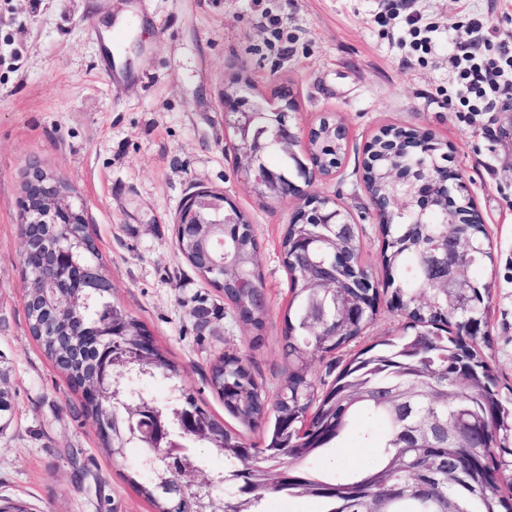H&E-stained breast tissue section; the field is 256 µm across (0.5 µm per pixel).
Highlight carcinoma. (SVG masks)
<instances>
[{
	"label": "carcinoma",
	"mask_w": 512,
	"mask_h": 512,
	"mask_svg": "<svg viewBox=\"0 0 512 512\" xmlns=\"http://www.w3.org/2000/svg\"><path fill=\"white\" fill-rule=\"evenodd\" d=\"M253 127L261 128L259 155L263 163L273 156L288 170L290 155L275 141L271 113L257 112ZM388 161L366 174L370 189L384 202L393 194L386 176ZM385 241L383 264L395 308L409 319L406 331L385 339L349 360L334 382L321 388L309 375L316 356L330 353L355 339L365 323L378 312L379 292L362 286L346 260L359 258L356 235L337 236L312 224H291L281 241V254L291 274L292 301L285 316L283 355L286 378L274 396L255 380L245 361L222 355L209 370L211 388L224 400V409L250 425H261L265 439L260 448L246 445L241 436L197 404L195 397L176 388V405L148 404L167 423L184 434L187 446L214 449L224 458V468L207 473L210 485H189L177 493L161 483L164 462L179 468L175 458L165 459L166 449L153 447L140 431L129 427L130 378L160 376L173 380L175 366L158 345L150 357L134 355L138 342L151 333L145 325L114 304L110 295L85 297L75 277L68 279L66 303L56 304L51 331L44 329L47 311L42 291L30 294L26 318L31 336L44 354L76 387L98 384L101 373L112 370L105 395L84 397L83 410L98 424L101 447L124 459L137 449L144 482H129L154 507L155 512H199L225 508V512H265L271 497H310L321 512H512V490L505 492L498 475L512 467V390L504 395L488 361L466 341L465 323L485 322L483 294L473 289L467 304L446 297L433 285L438 271L430 253L448 244L453 235L480 248L467 271L472 273L492 262L491 247L481 224H382ZM43 234L60 241L54 252L39 257L55 276L58 254L69 264L101 266L99 250L85 221L77 224H45ZM215 257L253 280L242 284L229 280L224 297L261 340L267 308L259 302L262 284L252 229L243 225L215 227ZM182 256L197 275L208 280L207 270L196 263L200 243L194 237L178 243ZM317 272L333 282L336 296L360 310L355 318H342L332 297L326 299L328 323L313 331L305 320L313 294L310 276ZM117 312L109 339L115 346L86 348L80 327H94ZM448 327V335L438 333ZM366 413L381 426L374 438L373 461L362 468L322 474L314 468L325 451L335 448L354 416ZM434 470L431 481L419 485L417 470Z\"/></svg>",
	"instance_id": "obj_1"
}]
</instances>
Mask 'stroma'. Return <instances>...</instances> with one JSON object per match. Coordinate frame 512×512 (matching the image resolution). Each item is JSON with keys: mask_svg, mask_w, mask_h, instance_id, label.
<instances>
[{"mask_svg": "<svg viewBox=\"0 0 512 512\" xmlns=\"http://www.w3.org/2000/svg\"><path fill=\"white\" fill-rule=\"evenodd\" d=\"M469 16L494 21L473 34L478 47L512 41V0H0V389L13 405L0 426V500L31 512H154L127 480L134 459L101 448L82 391L29 333L18 200L33 165L74 188L112 302L146 325L177 369L174 384L262 446V430L229 415L208 383L222 354L244 357L270 393L287 370L291 275L280 241L293 205L260 196L236 165L221 96L237 79L264 95L288 84L297 132L326 115L349 130L335 176L313 177L308 189L349 213L381 303L354 340L312 359V377L331 383L406 322L388 305L393 287L361 164L381 127H419L442 143L484 217L493 262L475 279L489 295L478 348L500 387H512V97L470 122L441 102L452 84L451 38ZM410 17L430 25V54L412 51ZM107 20L124 44H106ZM200 184L224 193L254 226L262 335L176 247L175 216Z\"/></svg>", "mask_w": 512, "mask_h": 512, "instance_id": "1", "label": "stroma"}]
</instances>
